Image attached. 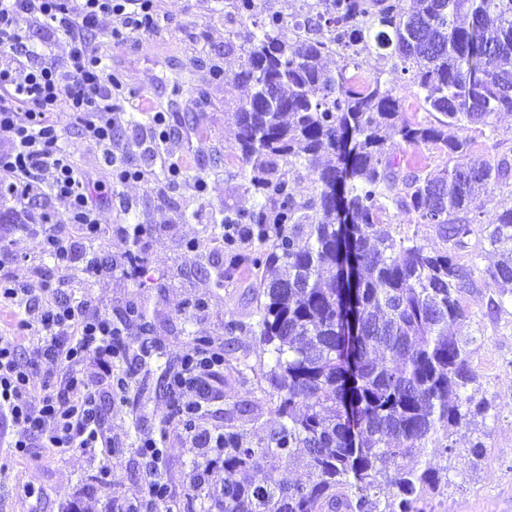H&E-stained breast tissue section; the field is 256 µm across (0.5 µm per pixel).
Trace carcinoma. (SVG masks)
<instances>
[{"label": "carcinoma", "instance_id": "carcinoma-1", "mask_svg": "<svg viewBox=\"0 0 512 512\" xmlns=\"http://www.w3.org/2000/svg\"><path fill=\"white\" fill-rule=\"evenodd\" d=\"M251 21L249 39H229L240 54L238 80L248 96L231 113L249 210L229 207L214 227L251 224L257 250L227 241L228 264L259 280L249 322L225 325L224 362L242 366L231 336L259 334L272 357L263 373L273 407L255 448L224 432L217 456L204 457L222 477L192 485L206 512H434L448 490V468L417 459L441 453L461 431L476 437L489 407L476 398V335L448 329L466 321L464 297L512 284V207L488 210L483 195L512 184L504 153L468 160L469 141L448 135L494 127L512 112V0H303L290 17L274 0H224V23ZM292 38H281L284 28ZM371 43L386 79L347 75L360 45ZM342 66L324 69V57ZM400 90L438 114L430 126L401 115ZM435 144L452 165L431 176L402 166L388 145ZM313 171L305 199L289 175ZM435 230L448 247L396 237L389 208ZM489 245L502 259L483 269L460 252ZM299 462L305 483L276 478ZM264 472L256 483L251 473Z\"/></svg>", "mask_w": 512, "mask_h": 512}]
</instances>
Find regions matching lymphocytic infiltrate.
Instances as JSON below:
<instances>
[{
  "label": "lymphocytic infiltrate",
  "instance_id": "lymphocytic-infiltrate-1",
  "mask_svg": "<svg viewBox=\"0 0 512 512\" xmlns=\"http://www.w3.org/2000/svg\"><path fill=\"white\" fill-rule=\"evenodd\" d=\"M168 23L158 0H0V206L15 216L0 226V307L16 320L14 330L0 333V420L10 425L0 442L17 459L78 450L107 471L112 432L101 398L108 393L122 402L127 361L150 356L90 299L66 295L55 274L76 266L98 274L88 243L139 232L135 224L102 221L119 185L149 176L148 167L127 157L123 81L106 49ZM60 40L67 47L62 57L53 52ZM62 112L68 125L58 119ZM81 145L99 151L102 178L75 166ZM17 235L36 241L51 273L13 251ZM23 335L30 350L19 342ZM40 358L54 362L55 372L41 374ZM91 360L97 373L85 369ZM182 366L170 382L178 430L193 447H223V431L206 421L224 374L223 353L190 345Z\"/></svg>",
  "mask_w": 512,
  "mask_h": 512
}]
</instances>
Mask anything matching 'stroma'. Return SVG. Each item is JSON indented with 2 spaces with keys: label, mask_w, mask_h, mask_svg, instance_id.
Instances as JSON below:
<instances>
[{
  "label": "stroma",
  "mask_w": 512,
  "mask_h": 512,
  "mask_svg": "<svg viewBox=\"0 0 512 512\" xmlns=\"http://www.w3.org/2000/svg\"><path fill=\"white\" fill-rule=\"evenodd\" d=\"M159 8L169 26L149 39H131L110 51L113 72L131 92L126 108L138 121L125 132L127 154L133 163H148L150 175L148 181L120 189L103 220L113 225L130 219L143 227L139 249L146 272L136 279L118 273L91 279L79 272L65 280L66 288L87 294L116 320L130 303L152 305L151 364L146 369L136 362L127 367L131 382L145 376L150 388L133 416L112 417L115 446L107 479H99L96 462L79 452L34 463L0 454V512H60L62 503L75 497L83 512H127L135 500L148 504L144 465L133 447L134 428H158L170 412L171 398L159 386L167 361L181 354L192 337L223 341L225 324L245 320L251 309L257 285L252 270L240 268L223 286H215L225 256L211 232L212 212L226 206L248 209L255 202L236 157V127L225 118L226 108L234 107L244 91L234 81L241 60L225 54L224 43L230 34H245L251 25L225 26L224 0H160ZM157 111L173 117L174 135L151 156L144 153L140 135ZM469 140L475 159H493L497 141L501 149H512V113L500 114L494 128L470 132ZM172 159L181 160L187 174L201 175L207 191L196 193L190 183L172 188L166 179ZM189 239L197 241L196 250L185 249ZM487 300L482 292L465 298L469 326L480 332L472 363L491 403L484 448L480 457H473L468 438L462 437L447 457L431 448L423 450L424 459L448 469V492L437 500L436 512H512V288L505 289V304L497 314H489ZM235 345L248 364L225 371L208 422L226 425L235 405H247L250 422L244 443L254 447L272 404L262 377L269 354L259 335L248 330L236 334ZM201 464L190 441L169 431L158 468L178 512L203 510L201 501L187 494ZM29 480L39 489L30 498L22 490Z\"/></svg>",
  "instance_id": "1"
}]
</instances>
